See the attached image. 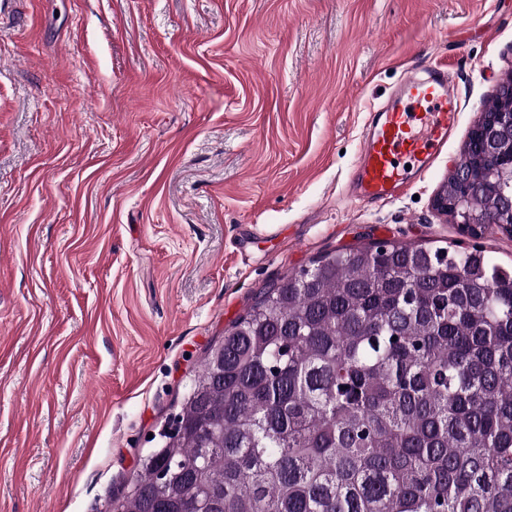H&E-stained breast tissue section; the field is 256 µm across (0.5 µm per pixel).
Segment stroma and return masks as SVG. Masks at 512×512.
Instances as JSON below:
<instances>
[{
    "mask_svg": "<svg viewBox=\"0 0 512 512\" xmlns=\"http://www.w3.org/2000/svg\"><path fill=\"white\" fill-rule=\"evenodd\" d=\"M431 63L455 135L356 200L371 114ZM511 78L512 0H0V512H108L208 348L320 256L475 242L512 264L511 236L434 206Z\"/></svg>",
    "mask_w": 512,
    "mask_h": 512,
    "instance_id": "35a3bbf8",
    "label": "stroma"
}]
</instances>
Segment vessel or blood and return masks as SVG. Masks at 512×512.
<instances>
[{
    "label": "vessel or blood",
    "mask_w": 512,
    "mask_h": 512,
    "mask_svg": "<svg viewBox=\"0 0 512 512\" xmlns=\"http://www.w3.org/2000/svg\"><path fill=\"white\" fill-rule=\"evenodd\" d=\"M460 112L447 66L405 78L369 127L350 178L354 196L372 202L398 195L440 155Z\"/></svg>",
    "instance_id": "vessel-or-blood-1"
}]
</instances>
